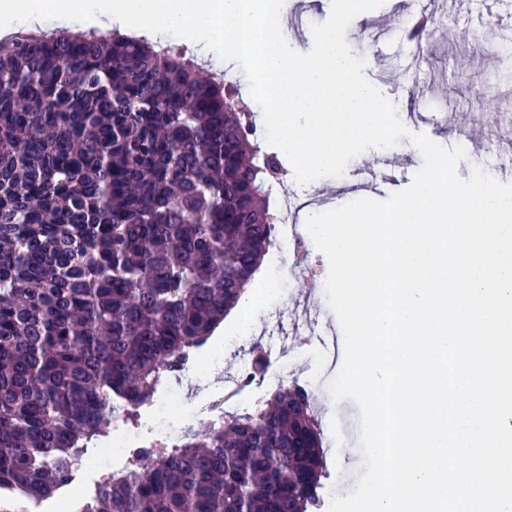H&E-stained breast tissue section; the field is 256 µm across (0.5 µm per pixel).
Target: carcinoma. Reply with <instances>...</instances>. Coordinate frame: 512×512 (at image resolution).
I'll list each match as a JSON object with an SVG mask.
<instances>
[{
    "mask_svg": "<svg viewBox=\"0 0 512 512\" xmlns=\"http://www.w3.org/2000/svg\"><path fill=\"white\" fill-rule=\"evenodd\" d=\"M278 153L176 44L0 40V494L42 501L209 347L273 243ZM309 394L130 450L80 512H317Z\"/></svg>",
    "mask_w": 512,
    "mask_h": 512,
    "instance_id": "1",
    "label": "carcinoma"
}]
</instances>
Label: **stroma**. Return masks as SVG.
I'll use <instances>...</instances> for the list:
<instances>
[{
    "label": "stroma",
    "instance_id": "obj_1",
    "mask_svg": "<svg viewBox=\"0 0 512 512\" xmlns=\"http://www.w3.org/2000/svg\"><path fill=\"white\" fill-rule=\"evenodd\" d=\"M426 0H384L378 8L357 15L346 32V41L353 55L366 61L365 74L398 112L409 114L407 128L422 133L445 147L463 146L466 157L459 162L457 172L469 178L477 161H484L490 172L507 169V162L495 159L484 123L471 125L461 134L450 120V112L468 110L476 94L472 80L473 71L489 75L502 88L496 102L497 112L512 113V58L497 54L493 49L473 50L469 53V71L458 70L455 59L461 52L460 44L451 40L449 27L467 28L482 33L487 41H497L504 33H512V0H498L495 8H487L485 0H457L452 15L436 13L437 24L432 38L422 44L402 42L398 28L390 24V17L400 14L413 17L416 10L426 7ZM284 10L288 19V32L296 47L313 46L312 25L325 22L331 11V0H285ZM452 19V26H445V19ZM387 27L386 43H379L375 34L379 25ZM383 156L391 160L393 184L383 193L391 195L408 188L415 173L423 165V157L408 138H401L398 150L386 149L376 153L365 151V161ZM282 260L276 248H269L261 270L249 286L246 296L254 307L252 313L253 339L259 345H272V365L287 364L294 377L302 379L321 368L320 344L317 336L296 330L294 318L303 304L317 297L312 288V278L326 279L328 261L319 250L299 253L291 261L299 275L291 282L287 298L272 302L265 292L274 270ZM232 317H225L224 328L214 333L210 347L202 354V367L195 377L183 380L173 397H161L154 412L142 420L141 436L153 437L161 430L184 424L188 415L199 411L209 401L224 397V377L234 369V360L225 355L227 337L237 334ZM319 413V424L326 451L323 455L327 477L325 486L335 487L337 495H344L349 482L358 480L363 472L361 450L342 442L341 430L353 429L359 409L350 400L335 404L330 395L314 396ZM90 462L78 470L75 487L66 488L56 498L41 504L30 503L17 495L0 497V512H59L60 505H68L70 512H77L81 502L78 489H93L100 468L119 469L125 464L122 455L101 458L99 449H90Z\"/></svg>",
    "mask_w": 512,
    "mask_h": 512
}]
</instances>
